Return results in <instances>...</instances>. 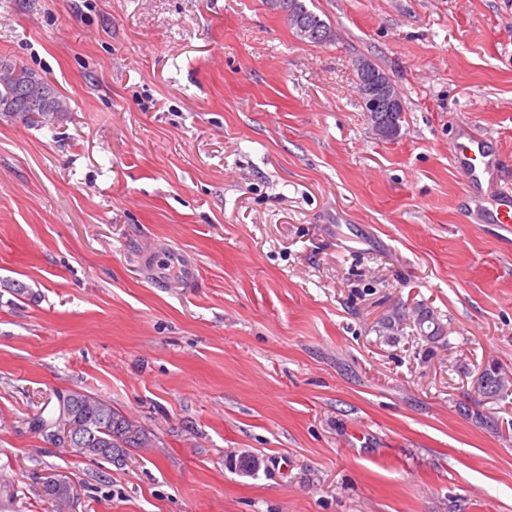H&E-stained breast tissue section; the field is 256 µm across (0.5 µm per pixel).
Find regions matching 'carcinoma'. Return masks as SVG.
Wrapping results in <instances>:
<instances>
[{
	"mask_svg": "<svg viewBox=\"0 0 512 512\" xmlns=\"http://www.w3.org/2000/svg\"><path fill=\"white\" fill-rule=\"evenodd\" d=\"M282 12L296 15L290 23L294 35L315 45L333 39L330 25L319 14L309 9L305 0H272ZM0 101L9 105L12 112L7 119L26 125L46 126L53 124L62 113L68 111V102L41 74L8 61L0 60ZM371 124L378 126L384 138L395 137L400 129L401 115L393 112H373L368 115ZM483 393L495 396L508 391L506 380L491 369L481 377ZM97 398L83 392H57L55 402L48 410L29 419L34 433L48 437L47 428L53 423L60 403L66 402L77 408L75 421L81 425L79 442L74 451L93 459L110 463L124 460L135 448L148 445L146 430L132 429L128 415L115 409L112 404L95 407ZM67 481L47 479L36 489L37 495L51 505V512H63L67 504Z\"/></svg>",
	"mask_w": 512,
	"mask_h": 512,
	"instance_id": "cac0c4a2",
	"label": "carcinoma"
}]
</instances>
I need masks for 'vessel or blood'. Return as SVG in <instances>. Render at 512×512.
<instances>
[{
    "mask_svg": "<svg viewBox=\"0 0 512 512\" xmlns=\"http://www.w3.org/2000/svg\"><path fill=\"white\" fill-rule=\"evenodd\" d=\"M453 167L462 176L465 194L486 193L491 200L486 219L493 224H512V187L495 184L494 173L497 159L491 152V144L482 137L467 135L456 144L451 158ZM155 280L164 283L173 274H182L184 279H192L195 270L185 254L175 248L163 251L162 255L152 261Z\"/></svg>",
    "mask_w": 512,
    "mask_h": 512,
    "instance_id": "obj_1",
    "label": "vessel or blood"
}]
</instances>
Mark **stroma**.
<instances>
[{
  "label": "stroma",
  "mask_w": 512,
  "mask_h": 512,
  "mask_svg": "<svg viewBox=\"0 0 512 512\" xmlns=\"http://www.w3.org/2000/svg\"><path fill=\"white\" fill-rule=\"evenodd\" d=\"M0 0V58L67 97L0 120V512H512V229L449 148L512 174V0ZM399 91L373 135L353 62ZM192 283L149 280L166 246ZM433 322L420 323L422 313ZM57 391L153 434L124 463L30 431ZM271 2L286 16L287 23L288 12L296 15L297 20L289 23L296 37L308 40L315 45L326 44L333 39L330 25L319 14L309 9L305 0H272ZM452 166L462 176L464 194L485 193L491 200L486 219L491 224H512V188L494 183L497 158L491 153V142L483 137L463 136L456 144ZM47 479L41 482L36 489L37 495L42 498L43 501L51 505V512H61L64 510L67 504L68 489L71 484L65 480Z\"/></svg>",
  "instance_id": "1"
}]
</instances>
